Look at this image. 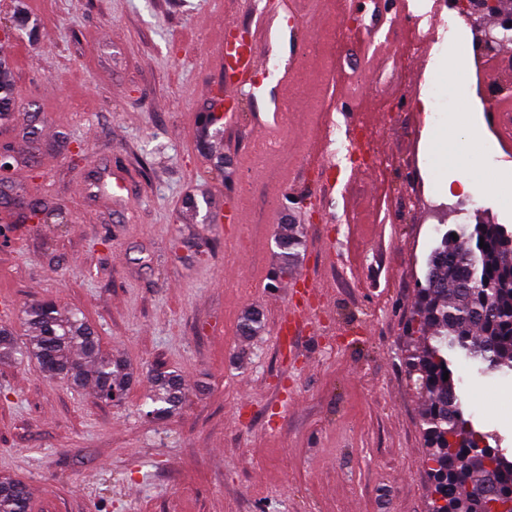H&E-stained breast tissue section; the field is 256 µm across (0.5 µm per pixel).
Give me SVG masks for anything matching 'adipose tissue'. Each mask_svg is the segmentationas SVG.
<instances>
[{
    "label": "adipose tissue",
    "instance_id": "1",
    "mask_svg": "<svg viewBox=\"0 0 512 512\" xmlns=\"http://www.w3.org/2000/svg\"><path fill=\"white\" fill-rule=\"evenodd\" d=\"M483 144L477 116L470 112H457L449 119L447 130L433 137L431 152L439 164L447 167L449 180L468 189L479 183L473 161Z\"/></svg>",
    "mask_w": 512,
    "mask_h": 512
}]
</instances>
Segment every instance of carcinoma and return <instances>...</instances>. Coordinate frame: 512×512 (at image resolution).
<instances>
[{
  "instance_id": "cac0c4a2",
  "label": "carcinoma",
  "mask_w": 512,
  "mask_h": 512,
  "mask_svg": "<svg viewBox=\"0 0 512 512\" xmlns=\"http://www.w3.org/2000/svg\"><path fill=\"white\" fill-rule=\"evenodd\" d=\"M12 95L9 69L0 65V119L8 116ZM297 225L279 238L287 259L279 269L288 275L301 245ZM31 336L18 341L0 326V362L36 360L50 378L83 385L85 372L77 357L92 365V380L105 399L120 396L129 380L123 362L104 355L88 323L75 314L63 316L51 302L24 311ZM417 339L408 361L425 395L422 421L429 445L426 464L434 480L430 512H489L483 490L492 465L502 499L512 500V460L491 446L488 435L464 417L456 392L455 363L463 360L482 372L512 375V233L501 224H462L446 232L428 260L426 285L413 310ZM262 330L257 311L240 326L251 336ZM448 380H443V374ZM147 397L149 415L162 420L181 405V378L158 371ZM27 487L19 480H0V512H29Z\"/></svg>"
}]
</instances>
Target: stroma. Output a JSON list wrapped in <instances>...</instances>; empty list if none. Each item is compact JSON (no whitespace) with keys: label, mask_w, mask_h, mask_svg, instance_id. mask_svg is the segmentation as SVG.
<instances>
[{"label":"stroma","mask_w":512,"mask_h":512,"mask_svg":"<svg viewBox=\"0 0 512 512\" xmlns=\"http://www.w3.org/2000/svg\"><path fill=\"white\" fill-rule=\"evenodd\" d=\"M256 0H0V59L13 76L0 148L13 166L0 202V296L19 338L24 310L50 301L84 317L102 353L125 360L120 400L75 391L37 362L0 363V477L23 480L31 512H428L433 484L420 420L424 400L405 364L409 320L442 234L482 220L512 230V159L498 144L477 160L481 188L448 184L430 140L464 110L483 115L481 76L466 61L468 103L443 92L428 112L441 54L420 45L411 15L367 13L353 29L328 0L289 26ZM246 24L276 67L242 94L234 124L207 142L198 114L220 84L210 50L225 21ZM408 52L372 55L386 33ZM343 75L327 85L324 73ZM375 100L370 146L389 163L343 170L320 220L309 165L321 131L356 123L351 93ZM305 95L288 127L277 106ZM327 111H319V104ZM268 124L282 154L257 163ZM133 182L112 195V169ZM234 200L241 224L210 223ZM49 210L39 221L28 205ZM358 212L361 221L344 223ZM302 235L293 276L280 278L279 227ZM332 259H325V252ZM327 295L313 327L278 329L302 278ZM262 335L239 331L248 311ZM176 371L183 402L147 416L154 370ZM464 413L512 459V376L465 372Z\"/></svg>","instance_id":"35a3bbf8"}]
</instances>
